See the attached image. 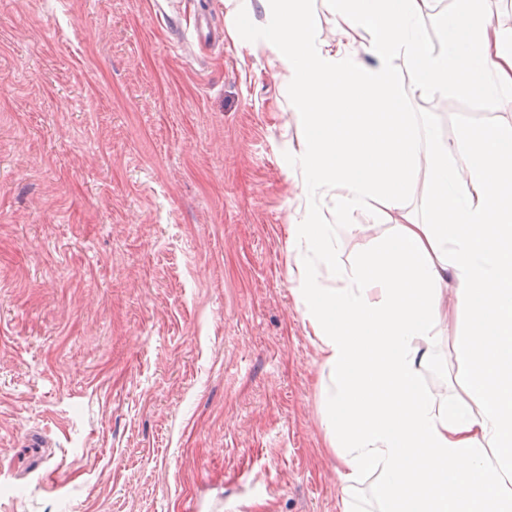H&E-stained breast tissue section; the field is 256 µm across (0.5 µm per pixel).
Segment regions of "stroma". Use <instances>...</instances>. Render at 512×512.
I'll list each match as a JSON object with an SVG mask.
<instances>
[{
	"label": "stroma",
	"instance_id": "35a3bbf8",
	"mask_svg": "<svg viewBox=\"0 0 512 512\" xmlns=\"http://www.w3.org/2000/svg\"><path fill=\"white\" fill-rule=\"evenodd\" d=\"M224 0H0V512H339L288 80ZM447 143L512 98L403 95Z\"/></svg>",
	"mask_w": 512,
	"mask_h": 512
}]
</instances>
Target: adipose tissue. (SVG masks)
I'll use <instances>...</instances> for the list:
<instances>
[{
  "label": "adipose tissue",
  "mask_w": 512,
  "mask_h": 512,
  "mask_svg": "<svg viewBox=\"0 0 512 512\" xmlns=\"http://www.w3.org/2000/svg\"><path fill=\"white\" fill-rule=\"evenodd\" d=\"M333 38L305 0H264L258 40L286 72L302 131L293 152L306 201L289 227L286 267L321 359V426L335 454L340 512H512V128L442 141L421 97L512 95V35L474 7L444 12L432 49L430 0H322ZM405 57L399 75L392 59ZM467 161L449 163V153ZM423 163L424 216L408 209V171ZM331 200L329 210L319 203ZM393 213L392 232L344 256L353 213ZM464 232H449V225ZM468 366L462 390L429 387L424 374L453 313ZM429 449V472L409 464Z\"/></svg>",
  "instance_id": "1"
}]
</instances>
